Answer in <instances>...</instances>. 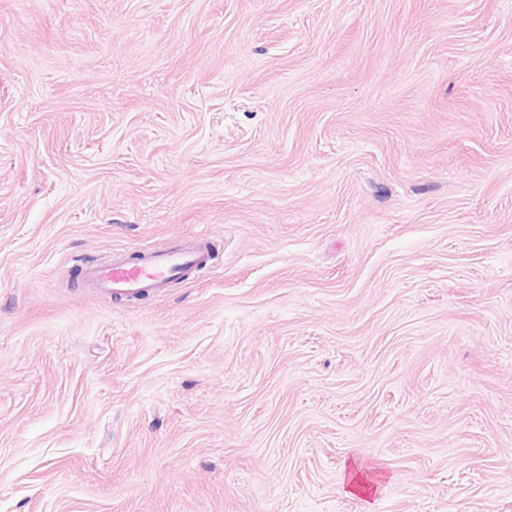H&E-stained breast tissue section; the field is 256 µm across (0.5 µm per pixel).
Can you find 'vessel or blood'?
Listing matches in <instances>:
<instances>
[{"mask_svg":"<svg viewBox=\"0 0 512 512\" xmlns=\"http://www.w3.org/2000/svg\"><path fill=\"white\" fill-rule=\"evenodd\" d=\"M213 240L210 236H176L160 248L136 255L121 249L110 258L83 265L78 275L85 287L104 301H134L147 293L165 294L171 285L207 270Z\"/></svg>","mask_w":512,"mask_h":512,"instance_id":"obj_1","label":"vessel or blood"}]
</instances>
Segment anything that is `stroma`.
<instances>
[{
  "label": "stroma",
  "mask_w": 512,
  "mask_h": 512,
  "mask_svg": "<svg viewBox=\"0 0 512 512\" xmlns=\"http://www.w3.org/2000/svg\"><path fill=\"white\" fill-rule=\"evenodd\" d=\"M0 512H512V0H0ZM213 240L209 235L175 236L160 248H145L131 257L116 249L104 261L79 268L85 288L104 301H134L146 293L165 294L177 281L207 270Z\"/></svg>",
  "instance_id": "1"
}]
</instances>
